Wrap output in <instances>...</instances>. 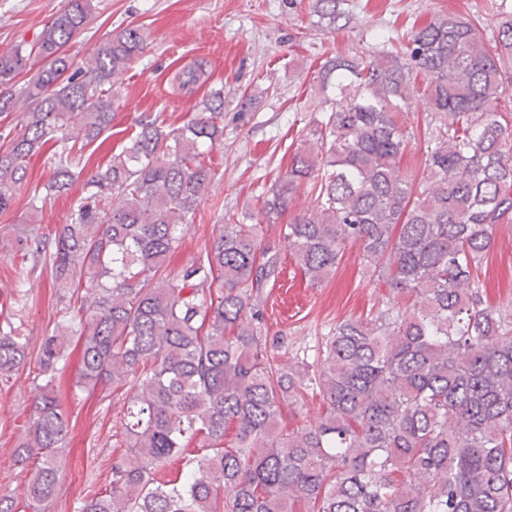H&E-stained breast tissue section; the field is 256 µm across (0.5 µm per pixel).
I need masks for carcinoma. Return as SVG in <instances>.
Instances as JSON below:
<instances>
[{
  "mask_svg": "<svg viewBox=\"0 0 512 512\" xmlns=\"http://www.w3.org/2000/svg\"><path fill=\"white\" fill-rule=\"evenodd\" d=\"M340 0H315L328 25ZM92 0L66 8L31 42L0 55V86L42 66L18 93L0 91V116L27 105L0 145V211L8 210L44 149L62 195L83 168L72 132L97 140L112 123V89L143 53L138 26L107 38L86 66L67 46ZM196 61L176 75L189 93ZM321 88L329 113L309 132L285 176L263 197L254 224H215L209 249L178 273L170 259L211 181L200 158L224 140V91L182 125L150 114L49 237L25 227L20 242L59 288L85 284L95 304L44 338L40 387L19 454L41 466L24 489L42 512L59 480L69 423L55 378L69 339L80 345L78 384L130 390L110 488L81 512H512V314L483 296L479 270L502 224H512V13L484 40L456 14L414 24L374 55L331 58ZM422 101L434 143L427 186L402 172L415 129L401 120ZM313 209L294 216L277 244L264 224L286 212L305 182ZM348 245L375 281L413 298L336 324L316 357L280 367L260 296L287 250L308 280L336 272ZM27 340L0 331V375L25 360ZM313 389L325 408L296 429L284 412ZM196 443L200 452L188 454ZM183 453L179 478L157 479Z\"/></svg>",
  "mask_w": 512,
  "mask_h": 512,
  "instance_id": "carcinoma-1",
  "label": "carcinoma"
}]
</instances>
